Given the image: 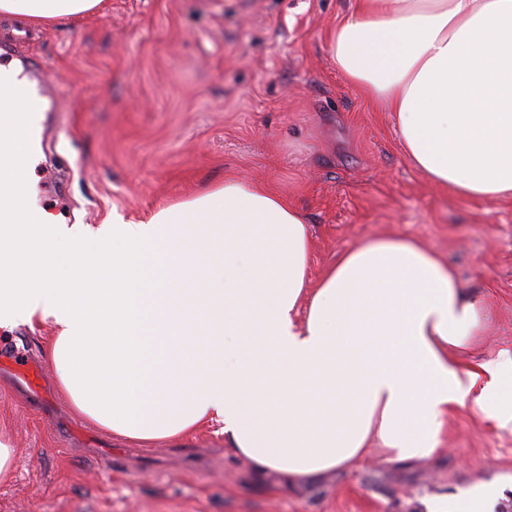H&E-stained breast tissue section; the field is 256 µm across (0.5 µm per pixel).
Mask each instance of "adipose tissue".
I'll return each mask as SVG.
<instances>
[{"instance_id": "1", "label": "adipose tissue", "mask_w": 512, "mask_h": 512, "mask_svg": "<svg viewBox=\"0 0 512 512\" xmlns=\"http://www.w3.org/2000/svg\"><path fill=\"white\" fill-rule=\"evenodd\" d=\"M101 0H0L76 19ZM337 69L439 189L512 197V0H355ZM0 329L53 320L45 353L75 412L144 444L215 423L256 480L291 484L432 457L452 406L512 431V358L456 357L493 321L411 238L374 237L309 286L304 214L234 177L140 221L1 224Z\"/></svg>"}]
</instances>
